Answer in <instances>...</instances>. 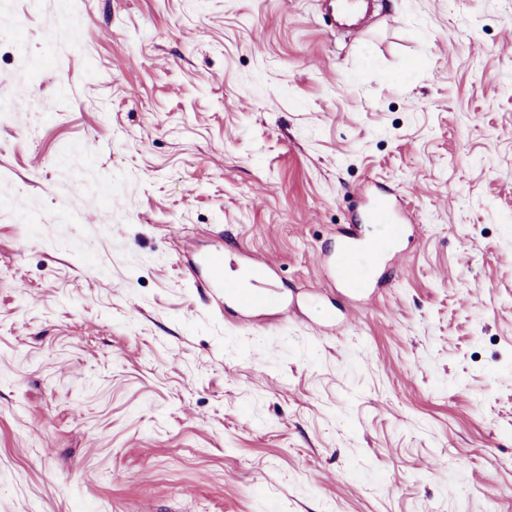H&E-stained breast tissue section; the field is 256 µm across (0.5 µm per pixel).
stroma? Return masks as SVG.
<instances>
[{
  "mask_svg": "<svg viewBox=\"0 0 512 512\" xmlns=\"http://www.w3.org/2000/svg\"><path fill=\"white\" fill-rule=\"evenodd\" d=\"M1 190L0 512H512V0H0ZM364 221L378 230L366 240L357 233L344 235L335 252L327 256L332 277L357 296L365 295L371 288L370 278L361 275V266L375 269L402 235L404 227L400 224H407L411 217L397 199L379 195L366 209ZM201 263L207 272L210 288H215L220 298L233 302L244 314L255 315L266 310L281 306L280 295L261 285L270 279L272 268L257 260L247 264L248 281L246 286L239 278L226 275L224 249L216 247L201 258Z\"/></svg>",
  "mask_w": 512,
  "mask_h": 512,
  "instance_id": "obj_1",
  "label": "stroma"
}]
</instances>
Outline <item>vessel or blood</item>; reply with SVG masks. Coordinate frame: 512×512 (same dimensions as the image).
I'll list each match as a JSON object with an SVG mask.
<instances>
[{
  "label": "vessel or blood",
  "mask_w": 512,
  "mask_h": 512,
  "mask_svg": "<svg viewBox=\"0 0 512 512\" xmlns=\"http://www.w3.org/2000/svg\"><path fill=\"white\" fill-rule=\"evenodd\" d=\"M364 220L374 226V233L365 240L355 233L345 235L335 252L327 257L332 277L357 296L366 294L371 286L370 278L362 276V268H376L380 258L398 241L404 224L410 222L411 217L398 200L380 195L366 209ZM201 263L207 272L209 287L215 288L220 298L233 302L242 313L255 315L280 307L279 294L264 286L272 275L268 264L257 260L248 263V278L243 281L226 275L222 248L205 253Z\"/></svg>",
  "instance_id": "1"
}]
</instances>
